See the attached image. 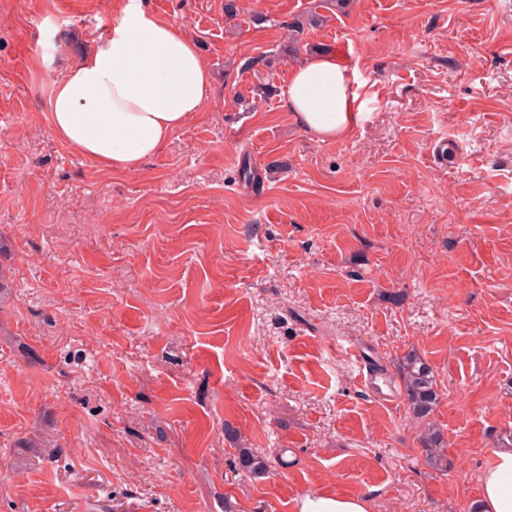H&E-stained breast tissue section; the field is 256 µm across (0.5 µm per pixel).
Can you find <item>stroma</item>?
<instances>
[{"mask_svg":"<svg viewBox=\"0 0 512 512\" xmlns=\"http://www.w3.org/2000/svg\"><path fill=\"white\" fill-rule=\"evenodd\" d=\"M316 2L240 0L229 21L224 0H145L213 89L114 172L45 106L119 0H0V512H295L336 491L470 512L512 448V0H350L305 29L362 82L329 142L282 108L298 58L242 67ZM411 350L438 385L439 468L405 396L363 383L392 388Z\"/></svg>","mask_w":512,"mask_h":512,"instance_id":"stroma-1","label":"stroma"}]
</instances>
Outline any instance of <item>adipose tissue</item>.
<instances>
[{"mask_svg": "<svg viewBox=\"0 0 512 512\" xmlns=\"http://www.w3.org/2000/svg\"><path fill=\"white\" fill-rule=\"evenodd\" d=\"M356 69L335 55L292 68L285 112L320 140L349 133L356 119ZM212 74L185 27L161 20L144 0H121L107 32L52 80L47 121L58 140L115 171L157 155L174 131L202 112ZM479 473L478 512H512V448H495ZM297 512H368L361 495L305 494Z\"/></svg>", "mask_w": 512, "mask_h": 512, "instance_id": "ef3b65f1", "label": "adipose tissue"}]
</instances>
